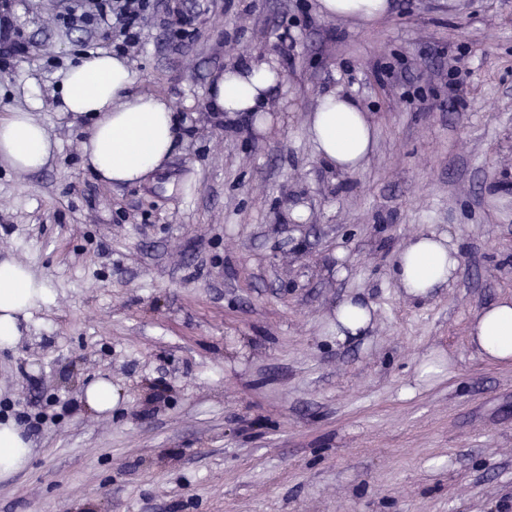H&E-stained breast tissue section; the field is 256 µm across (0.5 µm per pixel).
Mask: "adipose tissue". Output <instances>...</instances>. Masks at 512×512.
I'll return each mask as SVG.
<instances>
[{"mask_svg": "<svg viewBox=\"0 0 512 512\" xmlns=\"http://www.w3.org/2000/svg\"><path fill=\"white\" fill-rule=\"evenodd\" d=\"M388 0H318L326 17L370 21L383 16ZM284 81L275 60L244 61L226 67L208 91L212 111L227 118L247 114L257 130L270 124L271 93ZM62 112L79 119L91 117L93 126L82 144L84 161L106 184L143 181L173 154L178 120L166 98L138 89L127 59L101 53L79 56L62 70L59 82ZM308 133L319 156L333 169L357 170L371 154L374 127L360 103L343 94H323L308 122ZM57 144L46 125L32 112L15 109L0 115V162L17 172L43 169ZM460 250L443 233L422 232L412 237L393 260V275L406 297L423 300L434 288L453 281ZM50 288L45 278L15 260L0 261V349L17 345L21 325L45 305ZM375 306L352 294L337 303L330 332L337 342L354 341L376 320ZM469 341L485 361L512 362V299L502 298L473 317ZM31 449L24 431L13 419L0 421V479L26 465Z\"/></svg>", "mask_w": 512, "mask_h": 512, "instance_id": "obj_1", "label": "adipose tissue"}]
</instances>
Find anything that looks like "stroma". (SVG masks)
<instances>
[{"mask_svg":"<svg viewBox=\"0 0 512 512\" xmlns=\"http://www.w3.org/2000/svg\"><path fill=\"white\" fill-rule=\"evenodd\" d=\"M343 25L317 0H213L177 50L159 25L132 58L180 118L140 184L85 166L92 121L58 111L87 34L69 0H0L28 47L0 56V113L33 108L58 150L0 163V261L47 278L49 302L0 351V417L35 427L0 512H512V363L480 359L472 316L512 297V0H390ZM274 58L265 132L211 111L228 65ZM356 97L376 129L353 172L307 133L320 95ZM433 230L456 280L403 296L396 253ZM372 331L337 343L345 296ZM435 352L454 368L417 385ZM111 380L107 415L85 386ZM414 396H407V389ZM375 306L358 294L346 296L337 303L333 318L329 319L330 333L336 342L354 341L371 328L376 320ZM119 400V392L112 382L99 378L90 382L84 389L82 402L87 410L93 413L105 414L112 412V408Z\"/></svg>","mask_w":512,"mask_h":512,"instance_id":"35a3bbf8","label":"stroma"}]
</instances>
